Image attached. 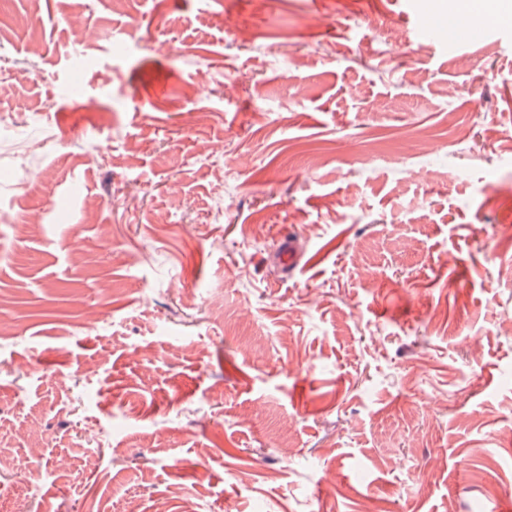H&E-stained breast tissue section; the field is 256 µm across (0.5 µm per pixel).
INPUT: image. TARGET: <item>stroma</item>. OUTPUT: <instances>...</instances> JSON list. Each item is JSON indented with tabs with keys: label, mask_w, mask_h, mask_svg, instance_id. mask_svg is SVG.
Here are the masks:
<instances>
[{
	"label": "stroma",
	"mask_w": 512,
	"mask_h": 512,
	"mask_svg": "<svg viewBox=\"0 0 512 512\" xmlns=\"http://www.w3.org/2000/svg\"><path fill=\"white\" fill-rule=\"evenodd\" d=\"M458 4L0 0L13 512H512V35L418 38Z\"/></svg>",
	"instance_id": "35a3bbf8"
}]
</instances>
